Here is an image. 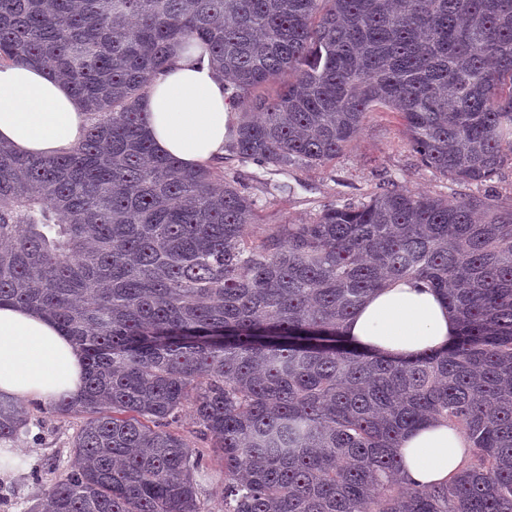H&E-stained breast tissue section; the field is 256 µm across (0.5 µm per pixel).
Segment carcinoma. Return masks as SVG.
<instances>
[{"mask_svg":"<svg viewBox=\"0 0 512 512\" xmlns=\"http://www.w3.org/2000/svg\"><path fill=\"white\" fill-rule=\"evenodd\" d=\"M197 50L228 79L243 161L322 168L387 110L457 183L512 164V0H0V65L50 68L89 114L60 155L0 145V304L49 312L85 359L83 396L53 405L87 415L79 465L31 512H206L203 457L170 430L188 408L224 512H512V207L383 178L263 224L237 178L149 138L150 83ZM406 277L456 313L448 346L404 360L346 339ZM429 418L473 461L414 489L400 443ZM23 423L0 397V442Z\"/></svg>","mask_w":512,"mask_h":512,"instance_id":"obj_1","label":"carcinoma"}]
</instances>
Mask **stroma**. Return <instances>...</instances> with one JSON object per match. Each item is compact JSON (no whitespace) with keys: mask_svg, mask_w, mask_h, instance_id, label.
<instances>
[{"mask_svg":"<svg viewBox=\"0 0 512 512\" xmlns=\"http://www.w3.org/2000/svg\"><path fill=\"white\" fill-rule=\"evenodd\" d=\"M226 176L237 177L257 201L264 223L298 224L309 220L323 205L344 199H358L370 193L380 177H387L406 188L442 198L459 193L492 196L503 207L512 206V166H504L498 178L482 185H463L423 166L403 133L395 114L379 112L365 125L360 136L336 160L323 168H295L285 173L269 174L251 162H241L225 154ZM285 183L286 194H268V184ZM25 425L10 440L18 454L10 476L0 479V512H29L33 504L57 482L66 478L77 460L72 440L84 422L80 415H62L26 406ZM173 429L191 447L210 456L207 472L196 480L205 507L217 508L213 494L224 472L211 457L212 443L201 438L190 412H183Z\"/></svg>","mask_w":512,"mask_h":512,"instance_id":"stroma-1","label":"stroma"}]
</instances>
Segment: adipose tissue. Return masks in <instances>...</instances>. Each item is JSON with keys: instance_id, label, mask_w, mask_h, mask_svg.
Wrapping results in <instances>:
<instances>
[{"instance_id": "adipose-tissue-1", "label": "adipose tissue", "mask_w": 512, "mask_h": 512, "mask_svg": "<svg viewBox=\"0 0 512 512\" xmlns=\"http://www.w3.org/2000/svg\"><path fill=\"white\" fill-rule=\"evenodd\" d=\"M148 130L160 153L194 167L223 155L236 120L224 79L198 56H175L150 84ZM88 115L47 68L0 66V143L25 155L52 156L84 136ZM345 336L384 357L410 358L445 347L457 332L447 303L423 281L386 282L373 290L343 326ZM84 389V358L46 312L0 306V394L49 405ZM403 474L416 488L450 483L471 454L465 435L430 419L401 443Z\"/></svg>"}]
</instances>
